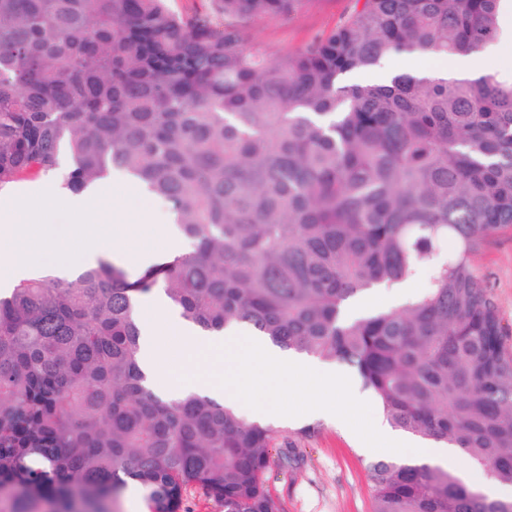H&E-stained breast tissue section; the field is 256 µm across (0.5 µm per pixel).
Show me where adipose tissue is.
<instances>
[{
  "mask_svg": "<svg viewBox=\"0 0 512 512\" xmlns=\"http://www.w3.org/2000/svg\"><path fill=\"white\" fill-rule=\"evenodd\" d=\"M42 192H19L0 202V224L7 233L0 237V280L10 283L38 267L45 244L55 246L59 270L72 264H87L114 256L111 226L120 222L118 213L84 195L63 199L68 212L81 216L78 224L56 228L49 224L41 203Z\"/></svg>",
  "mask_w": 512,
  "mask_h": 512,
  "instance_id": "obj_1",
  "label": "adipose tissue"
}]
</instances>
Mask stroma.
Masks as SVG:
<instances>
[{
	"instance_id": "35a3bbf8",
	"label": "stroma",
	"mask_w": 512,
	"mask_h": 512,
	"mask_svg": "<svg viewBox=\"0 0 512 512\" xmlns=\"http://www.w3.org/2000/svg\"><path fill=\"white\" fill-rule=\"evenodd\" d=\"M352 8V0H302L287 18L267 16L248 22L254 42L270 56L293 51L313 38L336 29ZM117 186L112 204L126 215V238L121 249L143 244L139 230L144 213L155 222L170 221L167 207L154 196H141L137 186L119 187L120 173H113ZM482 284L495 299L505 327L502 338L512 349V234L491 237L474 258ZM141 320L158 324L159 347L163 357L159 378H167L171 365L183 350L177 330L164 322L152 298L139 307ZM272 463L267 486L279 512H372L366 466L381 458L378 450L366 451L356 442L345 422L316 418L307 414L275 424Z\"/></svg>"
}]
</instances>
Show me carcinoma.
I'll use <instances>...</instances> for the list:
<instances>
[{"mask_svg":"<svg viewBox=\"0 0 512 512\" xmlns=\"http://www.w3.org/2000/svg\"><path fill=\"white\" fill-rule=\"evenodd\" d=\"M298 2L217 0L218 23L167 0H0V191L120 172L192 245L135 278L102 259L0 293V512H112L129 480L149 512H182L191 486L277 512L270 427L147 384L137 307L155 290L205 331L343 364L392 428L512 486V352L474 267L512 232V72L346 81L480 54L505 0H355L295 51L249 46L250 20ZM423 267L404 305L345 313ZM368 480L374 512H512L435 465L377 459ZM436 58L427 55L394 56L385 60L374 74H365L356 77V80L370 78L373 75H381L384 70L389 74L402 73L414 68L426 69L427 66L436 64Z\"/></svg>","mask_w":512,"mask_h":512,"instance_id":"obj_1","label":"carcinoma"}]
</instances>
